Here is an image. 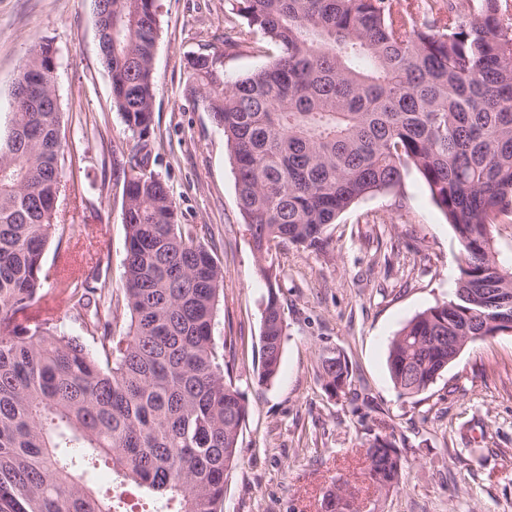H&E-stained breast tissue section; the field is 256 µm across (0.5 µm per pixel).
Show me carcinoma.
Returning a JSON list of instances; mask_svg holds the SVG:
<instances>
[{"label":"carcinoma","instance_id":"cac0c4a2","mask_svg":"<svg viewBox=\"0 0 512 512\" xmlns=\"http://www.w3.org/2000/svg\"><path fill=\"white\" fill-rule=\"evenodd\" d=\"M111 108L135 140L123 163L126 328L72 254L49 274L44 253L73 225L58 221L66 191L62 114L45 74L51 41L31 48L0 134V512H126L122 495L90 474L112 469L143 512H221L248 410L224 376L213 322L224 270L179 223L152 153L159 31L156 0H94ZM249 33L272 50L234 81L220 54L186 57L196 105L224 133L238 205L268 285L257 380L279 373L287 325L272 246H328L327 227L368 194L400 186L415 169L460 245L453 297L392 337L388 370L414 397L464 347L497 331L502 314L484 289L512 295V265L496 259L492 228L512 212V0H234ZM60 300L96 351L57 326ZM459 336L462 346L439 343ZM325 391L346 394L349 362L324 349ZM363 461L380 491L399 485L394 434H376Z\"/></svg>","mask_w":512,"mask_h":512}]
</instances>
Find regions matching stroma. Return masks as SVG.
<instances>
[{"label": "stroma", "instance_id": "stroma-1", "mask_svg": "<svg viewBox=\"0 0 512 512\" xmlns=\"http://www.w3.org/2000/svg\"><path fill=\"white\" fill-rule=\"evenodd\" d=\"M158 6L151 168L169 185L180 223L194 225L224 267L214 333L249 407L224 512H320L338 480L356 512H512V334L469 345L417 397H399L389 376L391 338L447 301L459 274V243L415 171L342 214L327 230V251L279 247L287 336L279 375L258 384L268 288L224 134L185 91L187 54L223 48L244 20L232 0ZM44 39L56 51L64 115L67 192L58 220L74 227L50 243L44 265L61 264L75 243H94L99 283L117 296L125 226L116 162L134 141L111 109L92 0H0V120L10 119L12 86L30 47ZM325 347L347 357L358 400L325 392L318 372ZM385 433L404 457L402 481L386 493L366 478L362 457L366 440Z\"/></svg>", "mask_w": 512, "mask_h": 512}]
</instances>
